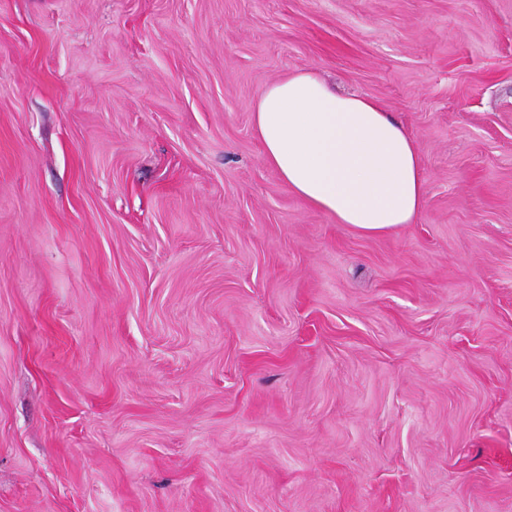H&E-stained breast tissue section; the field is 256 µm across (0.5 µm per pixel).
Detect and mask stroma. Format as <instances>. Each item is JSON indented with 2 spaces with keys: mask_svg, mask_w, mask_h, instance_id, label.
Instances as JSON below:
<instances>
[{
  "mask_svg": "<svg viewBox=\"0 0 512 512\" xmlns=\"http://www.w3.org/2000/svg\"><path fill=\"white\" fill-rule=\"evenodd\" d=\"M305 70L416 223L265 162ZM0 512H512V0H0ZM252 112L265 162L337 223L379 235L421 216L427 176L415 139L381 102L303 71L266 86Z\"/></svg>",
  "mask_w": 512,
  "mask_h": 512,
  "instance_id": "stroma-1",
  "label": "stroma"
}]
</instances>
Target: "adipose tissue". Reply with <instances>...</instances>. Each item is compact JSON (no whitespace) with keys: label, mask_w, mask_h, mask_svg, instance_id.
<instances>
[{"label":"adipose tissue","mask_w":512,"mask_h":512,"mask_svg":"<svg viewBox=\"0 0 512 512\" xmlns=\"http://www.w3.org/2000/svg\"><path fill=\"white\" fill-rule=\"evenodd\" d=\"M252 112L265 162L337 223L379 235L421 216L427 176L415 139L381 102L303 71L266 86Z\"/></svg>","instance_id":"ef3b65f1"}]
</instances>
